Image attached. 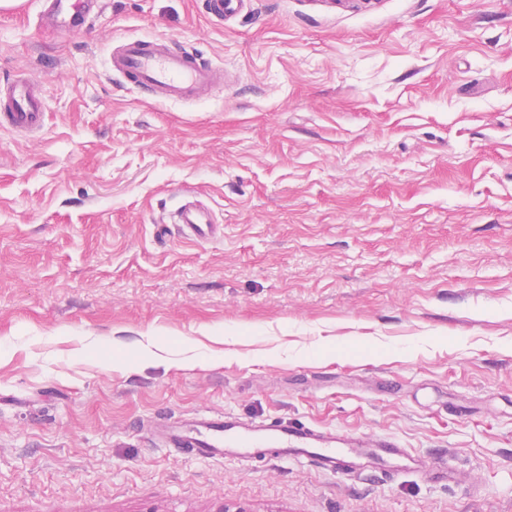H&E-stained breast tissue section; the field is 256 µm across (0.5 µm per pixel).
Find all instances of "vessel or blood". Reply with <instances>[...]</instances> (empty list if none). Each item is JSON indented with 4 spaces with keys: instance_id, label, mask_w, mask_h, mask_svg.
Listing matches in <instances>:
<instances>
[{
    "instance_id": "obj_1",
    "label": "vessel or blood",
    "mask_w": 512,
    "mask_h": 512,
    "mask_svg": "<svg viewBox=\"0 0 512 512\" xmlns=\"http://www.w3.org/2000/svg\"><path fill=\"white\" fill-rule=\"evenodd\" d=\"M57 30L76 33L85 27L92 0H50ZM115 71L138 90L162 100H190L222 85L223 74L199 58L175 51L159 39L125 36L114 61ZM46 112L38 86L27 79L0 85V125L15 131L40 128ZM186 238L215 240L224 227L211 210L184 204L175 212ZM157 430L169 447L195 458L246 459L272 454L277 460L306 461L329 472L360 473L374 463L384 472L432 471V463L413 456L384 436L359 437L317 429L295 419L246 420L229 414H199L165 420Z\"/></svg>"
}]
</instances>
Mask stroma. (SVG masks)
<instances>
[{
    "label": "stroma",
    "instance_id": "35a3bbf8",
    "mask_svg": "<svg viewBox=\"0 0 512 512\" xmlns=\"http://www.w3.org/2000/svg\"><path fill=\"white\" fill-rule=\"evenodd\" d=\"M0 8V512H512V0H103ZM124 35L224 84L145 99ZM223 238L183 237L186 192ZM212 411L387 435L448 466L201 462ZM94 0H50L54 29L76 33L85 27ZM46 112L38 86L17 79L0 86V125L13 131H32L44 124Z\"/></svg>",
    "mask_w": 512,
    "mask_h": 512
}]
</instances>
